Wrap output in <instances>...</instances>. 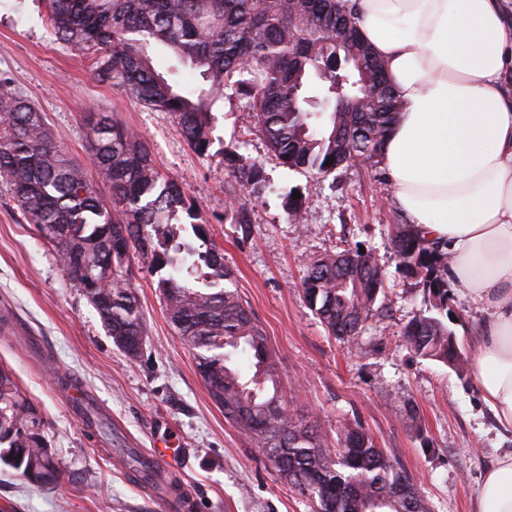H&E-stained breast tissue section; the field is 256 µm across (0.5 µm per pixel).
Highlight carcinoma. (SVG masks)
Returning a JSON list of instances; mask_svg holds the SVG:
<instances>
[{
    "label": "carcinoma",
    "mask_w": 512,
    "mask_h": 512,
    "mask_svg": "<svg viewBox=\"0 0 512 512\" xmlns=\"http://www.w3.org/2000/svg\"><path fill=\"white\" fill-rule=\"evenodd\" d=\"M45 8L57 39L90 58L95 82L171 114L199 154L212 144V107L231 90L247 99L258 131L288 167L319 179L356 161L379 165L398 103L381 62L339 0H45ZM338 15L349 29L341 48L343 95L357 100L379 89L362 112H320L312 97L295 92L296 80L308 81L331 38V30L317 23L301 36L299 20ZM154 47L198 70L203 86L188 89L176 71L159 72ZM89 141L110 186L109 202L55 140L43 112L0 75V184L54 248L65 276L96 310L108 336L115 342L147 336L133 260L148 259L156 271L173 268L179 277L160 279L159 292L212 400L279 479L312 503L313 512H430L409 475L361 426L345 427L330 448L317 426L288 409L263 329L237 291L222 285L230 277L224 254L182 186L160 171L140 138L101 116L89 126ZM224 161L248 193L265 190L259 163L227 150ZM180 213L200 244L182 238L174 222ZM393 243L430 303L406 326L407 344L424 358L461 365L462 348L445 321L453 301L448 254L410 224L395 225ZM383 285L374 253L357 247L311 261L303 293L327 332L350 342L365 330ZM239 350L254 359L249 376L232 364ZM0 464L44 485L60 473L38 405L2 366Z\"/></svg>",
    "instance_id": "carcinoma-1"
}]
</instances>
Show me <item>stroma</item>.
<instances>
[{
    "instance_id": "1",
    "label": "stroma",
    "mask_w": 512,
    "mask_h": 512,
    "mask_svg": "<svg viewBox=\"0 0 512 512\" xmlns=\"http://www.w3.org/2000/svg\"><path fill=\"white\" fill-rule=\"evenodd\" d=\"M1 72L43 111L56 140L101 193L109 187L91 156L89 122L105 112L140 135L223 250L229 286L263 328L299 418L317 422L331 443L344 426L361 425L413 478L430 512H476L482 476L498 455L512 451V434L498 429L470 366L458 370L422 358L405 341L407 323L430 304L392 248L391 227L404 218L380 168L355 164L312 181L279 163L245 99L229 92L213 106V143L199 154L170 114L95 83L89 58L57 41L41 0H0ZM228 150L262 165V194L250 195L225 169ZM295 190L300 224L285 208ZM241 208L250 218L244 226L232 221ZM358 245L377 256L384 291L360 337L347 344L307 306L302 283L311 260ZM135 271L148 336L131 360L0 186V316L8 321L0 365L38 403L62 469L45 486L0 465V512H156L158 492L139 478L132 459L162 444L179 449L178 480L194 491L196 512H311L210 398L191 351L167 321L158 274L144 259ZM61 371L88 391L110 424L108 438L93 434L77 408L57 396ZM408 404L417 421L406 418Z\"/></svg>"
}]
</instances>
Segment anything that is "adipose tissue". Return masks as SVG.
Wrapping results in <instances>:
<instances>
[{"label":"adipose tissue","mask_w":512,"mask_h":512,"mask_svg":"<svg viewBox=\"0 0 512 512\" xmlns=\"http://www.w3.org/2000/svg\"><path fill=\"white\" fill-rule=\"evenodd\" d=\"M400 102L379 155L397 208L445 243L448 278L487 312L472 376L512 433V0H349ZM478 512H512V453Z\"/></svg>","instance_id":"adipose-tissue-1"}]
</instances>
